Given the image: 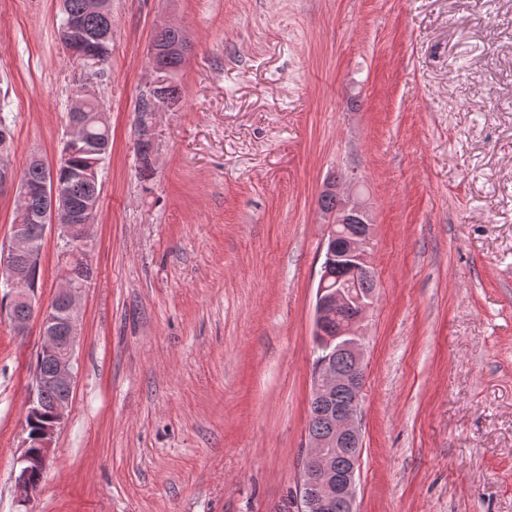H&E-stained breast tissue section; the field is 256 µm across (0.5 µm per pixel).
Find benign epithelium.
Segmentation results:
<instances>
[{
  "label": "benign epithelium",
  "instance_id": "1",
  "mask_svg": "<svg viewBox=\"0 0 512 512\" xmlns=\"http://www.w3.org/2000/svg\"><path fill=\"white\" fill-rule=\"evenodd\" d=\"M65 48L78 55L90 76L100 66L99 57L112 39V29L87 36L74 19L62 25ZM189 46L184 37L156 42L152 46V86L158 93L150 102L147 119L175 104L163 87L171 82V61L186 58ZM90 99L89 90L80 86L72 94L69 139L78 145L85 141L87 116L84 104ZM12 131L0 128V189L18 190V199L31 196L25 182H17L9 153ZM322 193L336 197V207L323 211L327 218L322 249L324 259L319 272L315 300L314 335L328 336L336 342V354L347 355L353 362L351 370L341 373L329 362L322 363L311 385V399H328L327 388L336 386L347 391L348 399L338 405L329 404L324 414L331 433L320 436L307 430L306 448L300 461V476L294 501L296 512H331L340 506L343 512H358L357 477L362 453L361 401L364 388L365 344L363 323L372 305L371 295L348 281L334 279L331 268L342 262L358 278L374 275L370 243L372 225L369 209L352 184L331 174ZM44 206L28 216V223L14 224L9 244L0 250V283L7 288L11 308H25L36 314L42 330L40 355L51 361V369L34 377L27 401V415L47 413V424L39 439L38 459L28 448L18 458L15 487L20 502L32 501L34 471L46 472L53 452V441L63 428L72 405L76 381V348L81 336L82 288L71 275L64 277L51 304L43 306L33 294L21 287L29 269L41 263V252L32 247V225L54 229L64 244L66 253L82 259L89 266L91 228L96 221V205L76 204L56 180L38 186ZM48 387H61L63 395L49 408H44L42 392Z\"/></svg>",
  "mask_w": 512,
  "mask_h": 512
}]
</instances>
